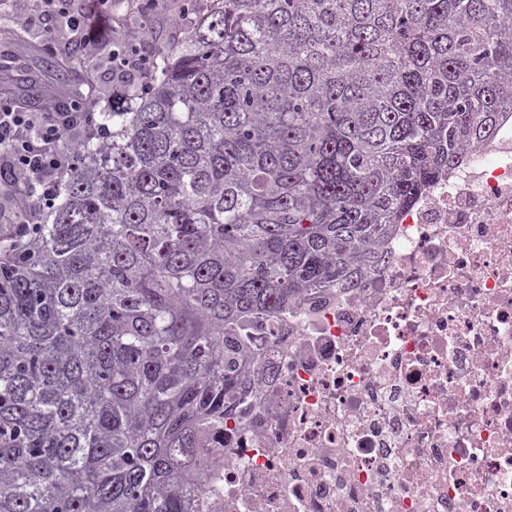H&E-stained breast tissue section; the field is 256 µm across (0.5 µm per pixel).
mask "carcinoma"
<instances>
[{"instance_id":"obj_1","label":"carcinoma","mask_w":512,"mask_h":512,"mask_svg":"<svg viewBox=\"0 0 512 512\" xmlns=\"http://www.w3.org/2000/svg\"><path fill=\"white\" fill-rule=\"evenodd\" d=\"M44 64L68 76L51 39ZM0 254V512H203L249 320L370 269L512 102V0H211Z\"/></svg>"}]
</instances>
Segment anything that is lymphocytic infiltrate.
I'll list each match as a JSON object with an SVG mask.
<instances>
[{
    "instance_id": "f902f5d3",
    "label": "lymphocytic infiltrate",
    "mask_w": 512,
    "mask_h": 512,
    "mask_svg": "<svg viewBox=\"0 0 512 512\" xmlns=\"http://www.w3.org/2000/svg\"><path fill=\"white\" fill-rule=\"evenodd\" d=\"M34 9L42 16L67 17L87 47L106 52L113 72L122 81L135 88L151 83L154 70L150 58L136 46L107 41L90 13L73 10L72 0H34ZM105 134L104 128L92 124L81 112L44 114L0 104V160H7L12 172L10 179L0 180V201L7 203L8 214H25L36 202L54 203L78 144L86 137Z\"/></svg>"
}]
</instances>
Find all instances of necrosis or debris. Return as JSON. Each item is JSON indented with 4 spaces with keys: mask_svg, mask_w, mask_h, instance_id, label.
<instances>
[{
    "mask_svg": "<svg viewBox=\"0 0 512 512\" xmlns=\"http://www.w3.org/2000/svg\"><path fill=\"white\" fill-rule=\"evenodd\" d=\"M370 271L252 319L209 512H512V107Z\"/></svg>",
    "mask_w": 512,
    "mask_h": 512,
    "instance_id": "obj_1",
    "label": "necrosis or debris"
}]
</instances>
